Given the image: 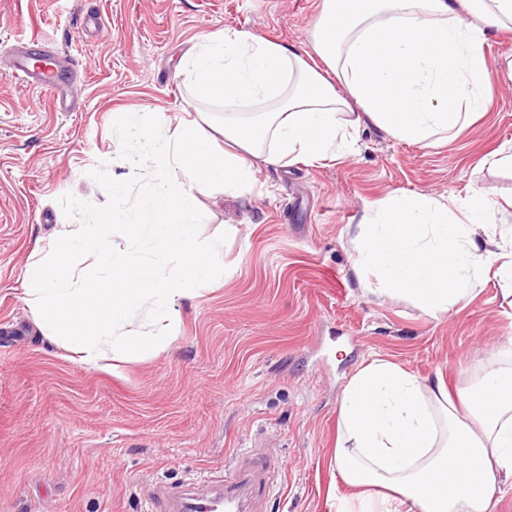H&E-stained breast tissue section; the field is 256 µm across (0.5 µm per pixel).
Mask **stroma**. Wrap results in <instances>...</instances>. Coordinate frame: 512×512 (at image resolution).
Returning <instances> with one entry per match:
<instances>
[{
	"label": "stroma",
	"instance_id": "stroma-1",
	"mask_svg": "<svg viewBox=\"0 0 512 512\" xmlns=\"http://www.w3.org/2000/svg\"><path fill=\"white\" fill-rule=\"evenodd\" d=\"M321 0H0V54L38 36L77 73L75 111L18 84L0 61V512H166L161 488L209 491L260 459L258 512H336L351 500L330 460L345 386L374 356L452 391L512 337V289L497 267L447 316L375 294L376 272L352 267L356 226L387 193L439 201L481 194L500 209L479 247L512 237V28L483 50L498 93L484 115L438 146L362 128L352 152L261 166L256 185L196 190L200 245L224 263L193 296L171 301L166 350L78 364L45 338L25 293L30 262L97 214L122 218L155 183L133 126L115 110L157 112L219 137L224 105L199 99L179 67L203 34L244 29L310 50ZM126 189L116 194L114 181Z\"/></svg>",
	"mask_w": 512,
	"mask_h": 512
}]
</instances>
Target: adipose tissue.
Returning <instances> with one entry per match:
<instances>
[{"label": "adipose tissue", "mask_w": 512, "mask_h": 512, "mask_svg": "<svg viewBox=\"0 0 512 512\" xmlns=\"http://www.w3.org/2000/svg\"><path fill=\"white\" fill-rule=\"evenodd\" d=\"M460 3L471 20L460 17ZM506 21L512 0H323L311 41L317 68L246 30L202 36L185 70L201 98L236 108L224 120L223 143L162 132L153 112L117 115L144 133L157 163L138 207L153 218L161 264L115 256L107 215L79 237L58 239L54 263L29 272L44 331L58 341L107 337L133 309H161L190 294L224 258L222 245L201 247L192 233L195 191L252 188L256 159L279 167L322 160L368 123L399 141L435 146L488 109L494 83L483 43ZM265 101L272 109L257 111ZM350 110L354 119L342 125L340 114ZM173 169L180 179H170ZM494 221V205L476 195L450 206L392 192L368 204L353 268L377 270L380 293L444 315L475 292L488 266L512 283V261L471 238L475 226ZM75 251L96 256L107 276L76 280L67 264ZM167 259L177 261L178 275L167 273ZM332 464L355 489L360 512H493L499 487L512 485V352L493 356L455 396L443 380L371 360L343 391Z\"/></svg>", "instance_id": "obj_1"}]
</instances>
